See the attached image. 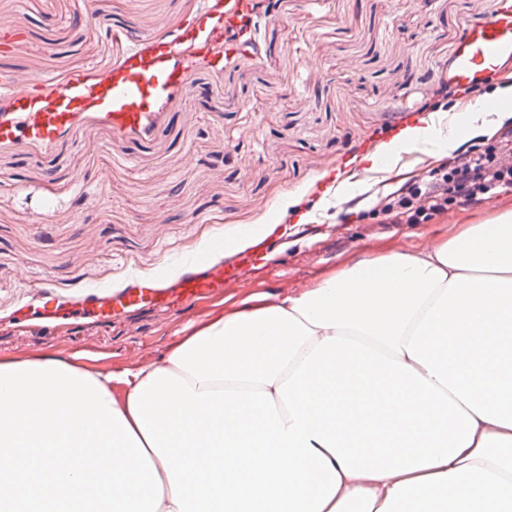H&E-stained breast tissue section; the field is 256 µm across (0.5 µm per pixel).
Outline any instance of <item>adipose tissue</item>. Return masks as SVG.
<instances>
[{
	"label": "adipose tissue",
	"instance_id": "ef3b65f1",
	"mask_svg": "<svg viewBox=\"0 0 512 512\" xmlns=\"http://www.w3.org/2000/svg\"><path fill=\"white\" fill-rule=\"evenodd\" d=\"M512 118L409 131L453 150ZM512 212L230 311L121 378L0 363L12 512H512ZM126 387L112 393L114 381Z\"/></svg>",
	"mask_w": 512,
	"mask_h": 512
}]
</instances>
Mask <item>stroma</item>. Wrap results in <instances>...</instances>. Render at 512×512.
Here are the masks:
<instances>
[{
	"label": "stroma",
	"mask_w": 512,
	"mask_h": 512,
	"mask_svg": "<svg viewBox=\"0 0 512 512\" xmlns=\"http://www.w3.org/2000/svg\"><path fill=\"white\" fill-rule=\"evenodd\" d=\"M206 0H0L22 47L0 53V76L36 73L64 86L75 73L119 63L129 44L190 47L173 31ZM254 40L194 70L160 105L152 131L119 133L88 112L47 150L0 141V362L51 354L105 374L159 361L178 337L243 301L277 298L335 271L355 251L419 246L444 224H482L512 211V191L456 207L424 224H392L381 199L444 166H391L390 132L402 111L465 118L479 94L512 87V69L482 93L460 94L442 68L465 27L497 0H253ZM126 29L111 35L113 25ZM362 154L386 175L345 185L315 222L314 179ZM292 203H276L279 193ZM282 225L263 265L237 287L178 309L144 307L106 323L45 327L24 316L43 282L72 300L117 291L176 255L236 240L239 227ZM81 265H70L72 257Z\"/></svg>",
	"instance_id": "obj_1"
}]
</instances>
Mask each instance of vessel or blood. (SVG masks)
Segmentation results:
<instances>
[{
	"mask_svg": "<svg viewBox=\"0 0 512 512\" xmlns=\"http://www.w3.org/2000/svg\"><path fill=\"white\" fill-rule=\"evenodd\" d=\"M250 11L251 0H214L207 5L197 21L179 33L194 49L191 59L184 62L173 60L163 45L135 44L120 65L94 75H75L61 88L40 76L23 82L1 80L0 100L13 116L0 120V140L22 137L59 149L64 144L63 134L92 109L105 110L118 132L147 129L159 104L178 90L196 61L210 57L219 37L234 30L239 37L250 38ZM508 67H512V0H499L490 17L474 21L465 30L444 69L449 85L463 93L484 85L493 72ZM365 176L355 157L336 174L318 179L316 192L332 195L338 184ZM246 238L247 246L233 253L219 240L213 245L214 255L182 257V272L176 278H169L161 269L117 294L108 290L86 293L77 308L71 302L47 297L41 306V320L57 324L81 317L106 322L135 306L178 308L236 287L243 269L260 266L264 260V240L252 232Z\"/></svg>",
	"mask_w": 512,
	"mask_h": 512,
	"instance_id": "b4317fda",
	"label": "vessel or blood"
}]
</instances>
